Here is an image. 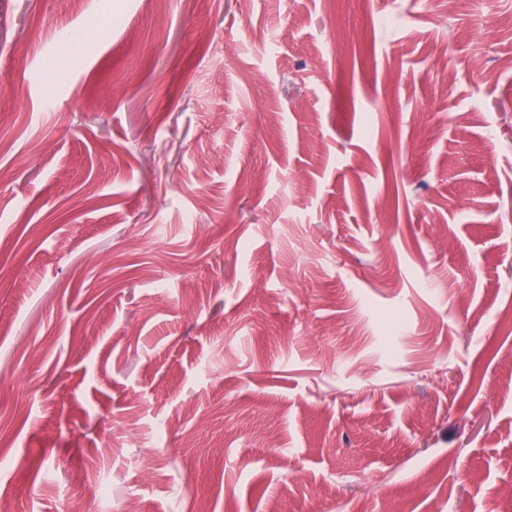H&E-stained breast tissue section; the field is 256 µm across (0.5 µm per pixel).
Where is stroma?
I'll return each instance as SVG.
<instances>
[{
    "mask_svg": "<svg viewBox=\"0 0 512 512\" xmlns=\"http://www.w3.org/2000/svg\"><path fill=\"white\" fill-rule=\"evenodd\" d=\"M12 512H512V0H0Z\"/></svg>",
    "mask_w": 512,
    "mask_h": 512,
    "instance_id": "1",
    "label": "stroma"
}]
</instances>
